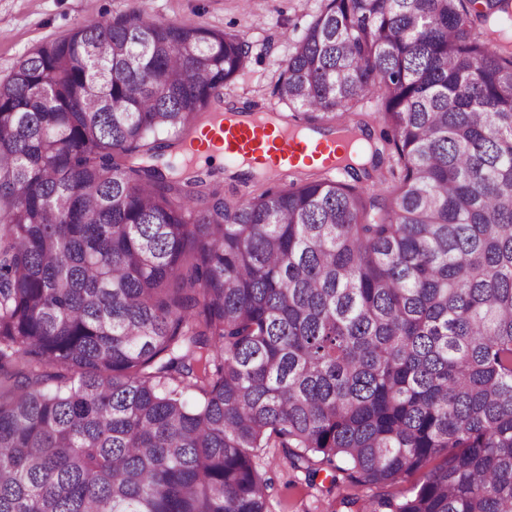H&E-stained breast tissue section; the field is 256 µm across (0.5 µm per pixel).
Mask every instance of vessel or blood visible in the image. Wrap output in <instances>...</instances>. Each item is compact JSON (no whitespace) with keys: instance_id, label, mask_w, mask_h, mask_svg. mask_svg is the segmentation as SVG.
<instances>
[{"instance_id":"b4317fda","label":"vessel or blood","mask_w":512,"mask_h":512,"mask_svg":"<svg viewBox=\"0 0 512 512\" xmlns=\"http://www.w3.org/2000/svg\"><path fill=\"white\" fill-rule=\"evenodd\" d=\"M346 142L343 134L332 140L308 138L293 127L276 132L255 121L228 115L207 132L203 149L228 160L245 159L283 173L299 162L315 160L333 171L345 151Z\"/></svg>"}]
</instances>
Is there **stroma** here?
I'll list each match as a JSON object with an SVG mask.
<instances>
[{
	"instance_id": "stroma-1",
	"label": "stroma",
	"mask_w": 512,
	"mask_h": 512,
	"mask_svg": "<svg viewBox=\"0 0 512 512\" xmlns=\"http://www.w3.org/2000/svg\"><path fill=\"white\" fill-rule=\"evenodd\" d=\"M321 0H0V81L43 42L67 36L81 24L107 22L128 13H139L170 24L193 22L231 32L249 44L244 72L225 86L223 99L209 108V115L233 108L263 112L273 108L288 113L273 93L281 64L293 39L300 36L321 8ZM190 169L213 170L229 198H239L260 188L258 172L215 157L193 159ZM257 470L272 481L267 512H347L346 497L367 499L371 491L346 481L331 485L326 472L308 478L293 469L281 449H260Z\"/></svg>"
}]
</instances>
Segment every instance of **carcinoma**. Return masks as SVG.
Listing matches in <instances>:
<instances>
[{"label": "carcinoma", "mask_w": 512, "mask_h": 512, "mask_svg": "<svg viewBox=\"0 0 512 512\" xmlns=\"http://www.w3.org/2000/svg\"><path fill=\"white\" fill-rule=\"evenodd\" d=\"M512 0H322L274 94L386 126L224 197L147 161L245 41L140 14L0 82V512H267L254 465L376 489L364 512H512ZM196 401L190 404L185 394Z\"/></svg>", "instance_id": "obj_1"}]
</instances>
